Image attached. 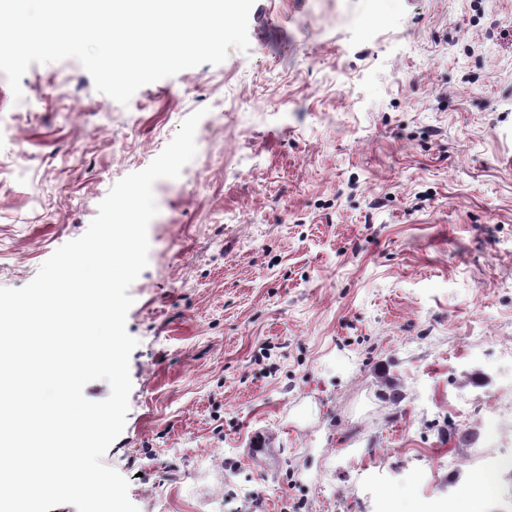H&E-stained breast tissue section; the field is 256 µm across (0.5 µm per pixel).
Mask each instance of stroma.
<instances>
[{
  "instance_id": "obj_1",
  "label": "stroma",
  "mask_w": 512,
  "mask_h": 512,
  "mask_svg": "<svg viewBox=\"0 0 512 512\" xmlns=\"http://www.w3.org/2000/svg\"><path fill=\"white\" fill-rule=\"evenodd\" d=\"M250 49L128 104L73 59L0 73V287L197 110L129 289L103 458L139 512H435L512 457V0H255ZM402 398L382 399L388 387ZM275 432L260 473L248 434ZM244 448V460L262 473L274 470L279 459L278 436L264 428L252 431Z\"/></svg>"
}]
</instances>
